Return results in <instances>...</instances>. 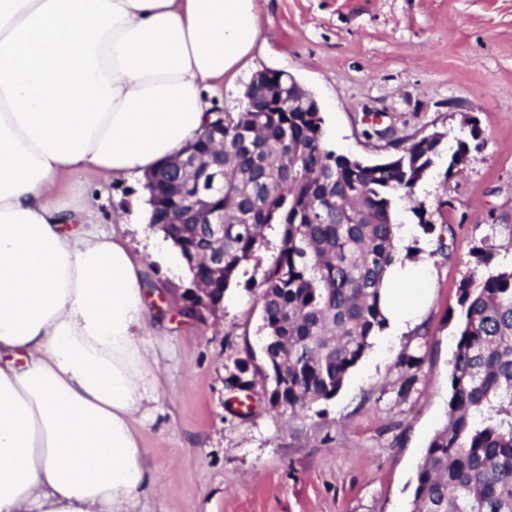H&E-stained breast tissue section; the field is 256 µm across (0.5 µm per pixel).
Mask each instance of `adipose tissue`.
Returning a JSON list of instances; mask_svg holds the SVG:
<instances>
[{
  "instance_id": "ef3b65f1",
  "label": "adipose tissue",
  "mask_w": 512,
  "mask_h": 512,
  "mask_svg": "<svg viewBox=\"0 0 512 512\" xmlns=\"http://www.w3.org/2000/svg\"><path fill=\"white\" fill-rule=\"evenodd\" d=\"M263 38L257 0H0V512H132L156 485L145 263L60 186L176 156ZM422 283L388 267L395 323Z\"/></svg>"
}]
</instances>
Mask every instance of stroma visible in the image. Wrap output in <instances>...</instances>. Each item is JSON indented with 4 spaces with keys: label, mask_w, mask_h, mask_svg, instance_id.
<instances>
[{
    "label": "stroma",
    "mask_w": 512,
    "mask_h": 512,
    "mask_svg": "<svg viewBox=\"0 0 512 512\" xmlns=\"http://www.w3.org/2000/svg\"><path fill=\"white\" fill-rule=\"evenodd\" d=\"M267 39L250 65L205 98L238 112L255 74L291 75L317 101L337 153L367 164L393 155V141L442 133L433 163L394 221L410 227L402 262L425 263V297L413 322L391 325L339 392L297 417L271 408V379L256 374L251 409L227 408L235 364L264 366L261 305L251 285L280 244L278 230L240 268L219 319L183 317L184 273L151 259L158 232L145 220L143 181L70 183L105 225L123 223L129 246L147 254L149 339L165 380L140 426L158 485L136 512H408L415 474L448 411L459 285L471 250L493 246L512 268V0H257ZM474 117L484 143L461 171L448 164ZM393 131L392 140L379 130ZM419 361L401 391V356Z\"/></svg>",
    "instance_id": "obj_1"
}]
</instances>
